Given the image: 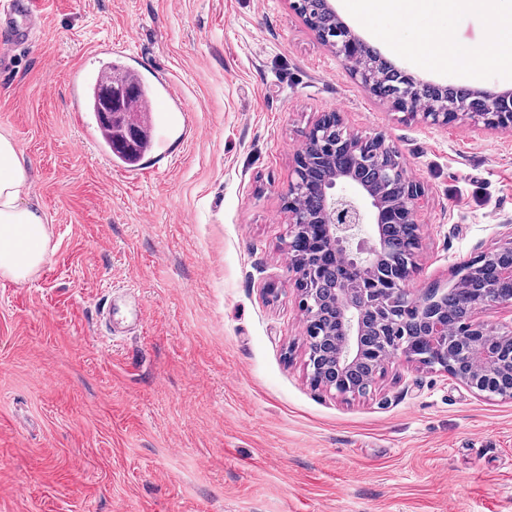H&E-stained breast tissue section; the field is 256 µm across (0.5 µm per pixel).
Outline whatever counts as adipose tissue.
I'll return each mask as SVG.
<instances>
[{"mask_svg":"<svg viewBox=\"0 0 512 512\" xmlns=\"http://www.w3.org/2000/svg\"><path fill=\"white\" fill-rule=\"evenodd\" d=\"M445 0H358L360 12L385 13L408 22L407 31L379 33L403 52L437 56L468 72L494 63L512 70V0H466L489 19L493 36L484 46L459 51L438 20ZM27 164L9 134L0 133V278L27 281L45 262L50 232L40 205L29 203Z\"/></svg>","mask_w":512,"mask_h":512,"instance_id":"1","label":"adipose tissue"}]
</instances>
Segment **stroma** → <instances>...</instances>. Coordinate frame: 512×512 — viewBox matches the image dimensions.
I'll list each match as a JSON object with an SVG mask.
<instances>
[{"mask_svg": "<svg viewBox=\"0 0 512 512\" xmlns=\"http://www.w3.org/2000/svg\"><path fill=\"white\" fill-rule=\"evenodd\" d=\"M408 74L512 88L377 41L390 16L331 0ZM32 46L0 32V133L52 231L42 268L0 280V512H512V400L393 362L366 395L314 387L282 196L321 113L383 137L425 190L407 287L512 233V129L430 127L365 91L289 0H41ZM449 41L487 17L457 7ZM111 61L181 99L171 153L129 167L76 80ZM117 296L110 336L100 325Z\"/></svg>", "mask_w": 512, "mask_h": 512, "instance_id": "obj_1", "label": "stroma"}]
</instances>
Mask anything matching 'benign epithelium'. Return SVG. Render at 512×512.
Wrapping results in <instances>:
<instances>
[{
	"mask_svg": "<svg viewBox=\"0 0 512 512\" xmlns=\"http://www.w3.org/2000/svg\"><path fill=\"white\" fill-rule=\"evenodd\" d=\"M328 47L348 68L353 78L371 95L379 98V74L389 72L404 81V87L393 106L430 126H446L448 121L464 117L482 130L512 128V89H467L481 106L471 109L466 103H448V85L417 79L392 67L382 55L371 52L369 44L342 24L338 36ZM125 93L124 83L107 81L100 92L99 112L104 120H112L119 111ZM423 186L408 173L398 153L382 138H362L344 125L341 113L325 112L305 135L303 147L294 155V167L284 196L288 209L289 269L295 273V284L301 292L305 311L306 342L315 333L317 314L308 311L311 300L318 298L316 269L304 253L295 247L299 229L321 224L329 242V252L336 260V274L343 286L338 289L332 307L331 339L326 346L331 357L329 375L318 372L316 356L308 365L316 386L334 390L339 376L368 367L373 373L394 361L437 366L471 390L491 394L500 378L512 374V357H502L501 345L512 343V323L491 327L479 316L489 304L512 308V298L497 293L498 282H512V262L497 268L496 280L485 281L479 273L483 263L504 254H512V233L497 246L459 266L454 272L456 284L473 289V299L454 324L433 306L429 292L409 298L408 308L423 313L421 337L427 352L417 354L411 344L385 342L379 352L378 365L366 359L373 342L375 325L395 322L388 313L390 295L410 275L421 249L419 201ZM374 225V240L362 237L363 225ZM384 224H393L404 232L410 264H398L390 238L382 234Z\"/></svg>",
	"mask_w": 512,
	"mask_h": 512,
	"instance_id": "1",
	"label": "benign epithelium"
}]
</instances>
